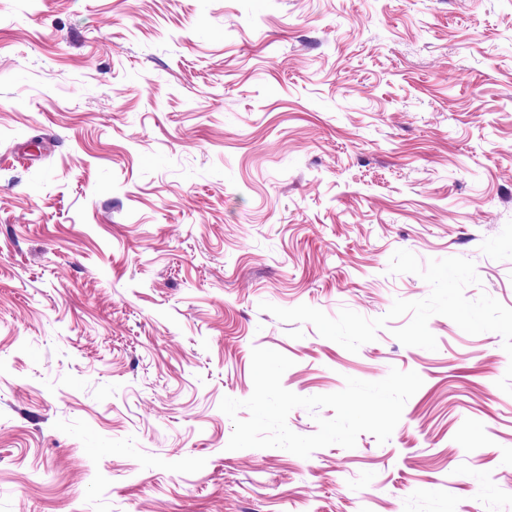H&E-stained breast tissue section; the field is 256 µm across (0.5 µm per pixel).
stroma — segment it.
Returning a JSON list of instances; mask_svg holds the SVG:
<instances>
[{
    "label": "stroma",
    "instance_id": "stroma-1",
    "mask_svg": "<svg viewBox=\"0 0 512 512\" xmlns=\"http://www.w3.org/2000/svg\"><path fill=\"white\" fill-rule=\"evenodd\" d=\"M399 249L512 308V0H0V512H512L499 334L259 308L425 298ZM256 347L423 384L386 443L231 451Z\"/></svg>",
    "mask_w": 512,
    "mask_h": 512
}]
</instances>
